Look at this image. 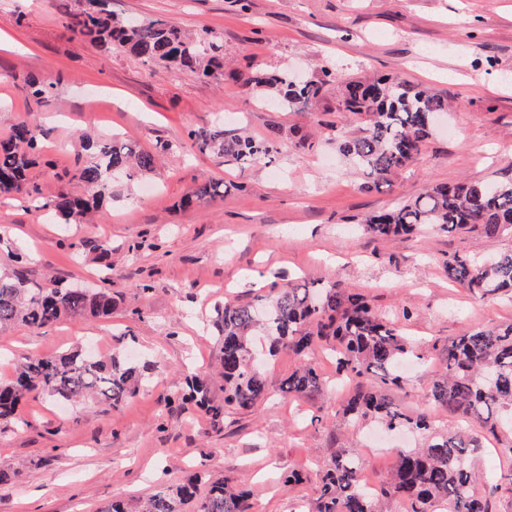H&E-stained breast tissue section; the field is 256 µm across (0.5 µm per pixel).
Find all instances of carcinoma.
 I'll return each instance as SVG.
<instances>
[{
  "label": "carcinoma",
  "mask_w": 512,
  "mask_h": 512,
  "mask_svg": "<svg viewBox=\"0 0 512 512\" xmlns=\"http://www.w3.org/2000/svg\"><path fill=\"white\" fill-rule=\"evenodd\" d=\"M63 28L96 48L186 74L210 77L223 67L218 37L182 31L161 19H119L107 9V0H98L92 12L83 8L70 14ZM335 80L328 69L323 78L304 81L286 73L255 71L243 84L275 92V100L293 110L319 99ZM342 104L345 111L363 116L366 128L359 136L341 137L339 150L376 186L389 184L392 174L416 159L431 135L433 117L448 111L447 100L438 93L389 78L346 82ZM42 138L39 124L21 121L9 137L0 139V198H42L39 185L27 179ZM189 138L200 153L216 152L236 162L260 161L277 152L272 140L226 137L219 123L194 129ZM82 149L94 160L76 167L71 179L87 188L91 198L61 191L41 204L63 224L110 196L113 173L146 178L158 162L156 155L118 136L88 141ZM220 188L219 183L204 182L191 188L184 202L222 197ZM362 224L381 239L410 234L423 224H436L446 232L477 227L496 237L512 232V182L436 184L412 200L365 217ZM447 273L471 294L512 299V252L489 259L455 256L448 261ZM115 306L106 289L89 292L57 281L42 286L17 273L0 275V331L19 324L42 328L64 317H109ZM213 323L220 332L224 402L211 399L209 379L201 373L186 378V400L204 411L215 427L225 414L250 410L267 395L262 368L248 358L253 332L260 328L270 338L269 355L286 350L297 360V367L280 383L281 393L299 396L323 390L327 380L305 362L304 354L316 342H334L336 381L373 373L381 382L378 390L352 396L343 409L345 418L355 421L371 414L389 431L431 429L426 414H406L392 398V391L402 388L399 367L414 356L410 342L391 319L373 313L351 288L338 282L320 287L274 283L254 303L215 306ZM443 360L444 372L432 380L430 396L453 417L448 430L423 448L395 449L394 471L370 489L362 483L358 455L338 449L321 477L312 512H379L384 497L400 498L406 512H436L440 507L447 512H495L497 499L512 492V472L488 479L471 468V459L484 447L486 434L512 430V324L465 332L445 346ZM146 383L144 369L123 357L104 361L83 348L60 356H27L16 363L12 379L0 381V424L19 423V405L31 395L60 401L87 398L117 408ZM191 506L193 512H252L247 491L221 478L210 482L202 495L196 477L159 489L141 512H188Z\"/></svg>",
  "instance_id": "carcinoma-1"
}]
</instances>
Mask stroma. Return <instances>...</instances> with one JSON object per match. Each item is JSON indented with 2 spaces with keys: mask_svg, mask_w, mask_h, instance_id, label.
<instances>
[{
  "mask_svg": "<svg viewBox=\"0 0 512 512\" xmlns=\"http://www.w3.org/2000/svg\"><path fill=\"white\" fill-rule=\"evenodd\" d=\"M122 16L210 31L224 43V74L197 78L122 52L106 53L61 26L78 0H0V139L22 120L44 130L29 171L44 197L65 171L89 161L77 136L119 134L158 154L150 192L119 176L88 224H57L18 198L0 200V269L35 283L56 278L110 289L111 317L65 319L0 333V380L16 360L60 355L97 343L104 356L150 363L149 382L122 408L103 411L40 395L23 408L26 425H0V512H101L195 473L249 490L253 512H310L321 469L340 446L361 451L373 417L346 423L343 404L378 387L373 376L327 393L280 394L294 369L288 352L265 358L270 399L225 415L213 427L182 402L184 372H208L216 400L224 381L213 307L247 304L264 284L333 282L363 294L415 346L395 401L425 412L433 428L451 417L428 397L442 368L440 346L465 331L512 323V302L464 292L448 279L453 256L512 250V234L487 238L428 224L408 237L379 239L362 219L429 186L512 180V0H108ZM338 83L291 112L265 105L240 75L303 71ZM53 83L43 100L27 76ZM389 75L431 86L448 99L418 159L390 184L367 185L340 154L337 135H357L361 116L341 105L344 79ZM222 116L226 135L275 140L272 161L237 163L199 153L190 130ZM223 181L222 198L187 207V189ZM302 471L304 481L282 478Z\"/></svg>",
  "mask_w": 512,
  "mask_h": 512,
  "instance_id": "35a3bbf8",
  "label": "stroma"
}]
</instances>
